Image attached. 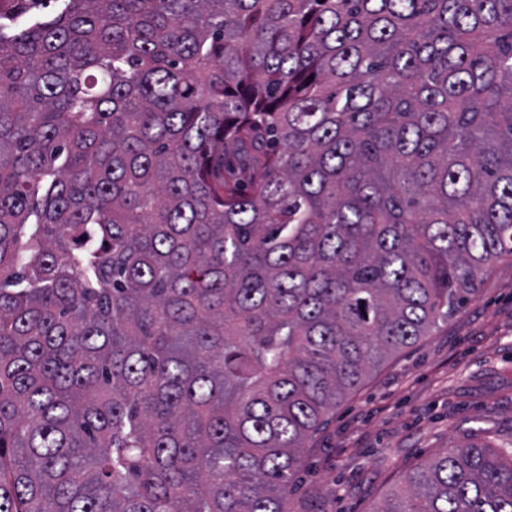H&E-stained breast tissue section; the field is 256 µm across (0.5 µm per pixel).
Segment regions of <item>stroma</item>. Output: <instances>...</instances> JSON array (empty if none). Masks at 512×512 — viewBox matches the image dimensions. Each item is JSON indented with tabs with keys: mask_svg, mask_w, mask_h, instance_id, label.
Instances as JSON below:
<instances>
[{
	"mask_svg": "<svg viewBox=\"0 0 512 512\" xmlns=\"http://www.w3.org/2000/svg\"><path fill=\"white\" fill-rule=\"evenodd\" d=\"M474 435L512 442V257L337 405L305 451L290 512H375L407 471Z\"/></svg>",
	"mask_w": 512,
	"mask_h": 512,
	"instance_id": "obj_1",
	"label": "stroma"
}]
</instances>
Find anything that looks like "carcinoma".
<instances>
[{
  "mask_svg": "<svg viewBox=\"0 0 512 512\" xmlns=\"http://www.w3.org/2000/svg\"><path fill=\"white\" fill-rule=\"evenodd\" d=\"M0 0V512H286L328 411L512 256V0ZM375 512H512L471 441Z\"/></svg>",
  "mask_w": 512,
  "mask_h": 512,
  "instance_id": "carcinoma-1",
  "label": "carcinoma"
}]
</instances>
